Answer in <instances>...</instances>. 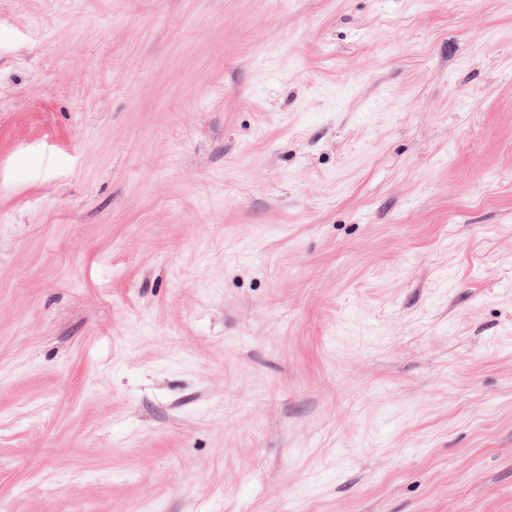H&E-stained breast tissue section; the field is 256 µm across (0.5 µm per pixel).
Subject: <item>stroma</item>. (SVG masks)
<instances>
[{
  "label": "stroma",
  "instance_id": "1",
  "mask_svg": "<svg viewBox=\"0 0 512 512\" xmlns=\"http://www.w3.org/2000/svg\"><path fill=\"white\" fill-rule=\"evenodd\" d=\"M0 512H512V0H0Z\"/></svg>",
  "mask_w": 512,
  "mask_h": 512
}]
</instances>
